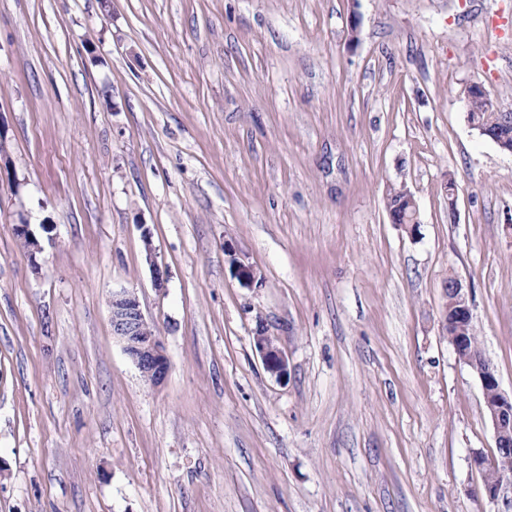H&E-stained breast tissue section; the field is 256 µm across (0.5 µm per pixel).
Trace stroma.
Masks as SVG:
<instances>
[{"label":"stroma","mask_w":512,"mask_h":512,"mask_svg":"<svg viewBox=\"0 0 512 512\" xmlns=\"http://www.w3.org/2000/svg\"><path fill=\"white\" fill-rule=\"evenodd\" d=\"M474 82L512 112V0H0V512H512L441 326L454 277L512 394V155ZM476 93H481L485 99L477 96L471 102ZM471 102V105H470ZM466 113H468V121L481 125L487 132L484 137L492 141L491 136L496 139L506 138L512 144V127L504 126L500 123L499 115L502 114L506 119L512 120L511 112L499 111L491 102L486 99V92L483 86L479 83H473L469 86L466 94ZM470 106V111H469ZM492 107L495 112H493ZM415 206V207H414ZM386 209L391 223L406 224L409 226L413 223L416 217V204L410 201L409 194L403 188H392L386 197ZM109 307L112 336L142 377L153 386L160 385L167 377L169 360L161 336L143 314L137 295L126 289L113 292ZM256 352L262 359L266 371L278 381H284L288 377V358L277 346L272 336L265 332L257 333L253 338Z\"/></svg>","instance_id":"1"}]
</instances>
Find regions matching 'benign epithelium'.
<instances>
[{
  "instance_id": "7a95c632",
  "label": "benign epithelium",
  "mask_w": 512,
  "mask_h": 512,
  "mask_svg": "<svg viewBox=\"0 0 512 512\" xmlns=\"http://www.w3.org/2000/svg\"><path fill=\"white\" fill-rule=\"evenodd\" d=\"M17 236L23 241L31 256L42 252L41 236L31 225H15ZM146 260L150 264L156 288L164 285V270L154 260V249L149 229H143ZM454 295V313L448 316V304H442V329H451L471 320L468 294L461 282L450 286ZM112 336L122 345L134 362L142 377L150 384H161L169 371V360L161 336L149 322L140 306L137 295L126 289L112 293L109 300ZM253 345L262 359L266 371L278 381L288 377V358L277 346L273 337L264 332L253 336ZM460 361L467 365L480 381L487 415L491 421L495 447L498 453L487 457L474 456L473 462L482 476L484 495L497 500L501 492L512 484L505 476L512 472V396L502 392L498 376L484 354L473 353L468 349V337L457 335L452 343Z\"/></svg>"
}]
</instances>
